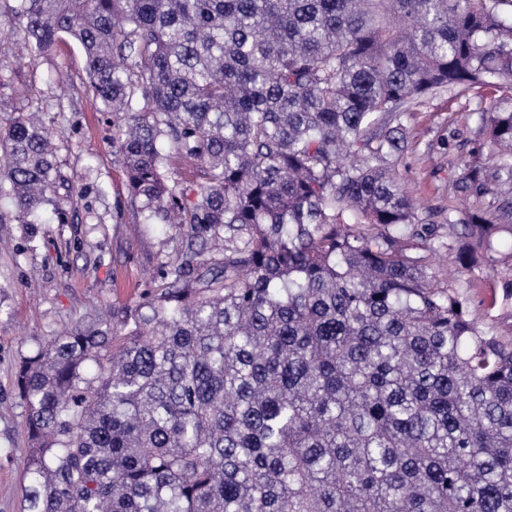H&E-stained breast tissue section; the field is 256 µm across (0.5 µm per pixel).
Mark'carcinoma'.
<instances>
[{
	"mask_svg": "<svg viewBox=\"0 0 512 512\" xmlns=\"http://www.w3.org/2000/svg\"><path fill=\"white\" fill-rule=\"evenodd\" d=\"M32 59L82 48L127 197L192 234L112 326L21 359L23 512H512V334L459 282L497 224L432 213L400 114L512 83V0H16ZM478 194L512 192V107ZM52 132L0 127V195L63 184ZM96 366L87 372L88 364Z\"/></svg>",
	"mask_w": 512,
	"mask_h": 512,
	"instance_id": "obj_1",
	"label": "carcinoma"
}]
</instances>
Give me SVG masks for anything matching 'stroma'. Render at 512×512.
Wrapping results in <instances>:
<instances>
[{"instance_id": "stroma-1", "label": "stroma", "mask_w": 512, "mask_h": 512, "mask_svg": "<svg viewBox=\"0 0 512 512\" xmlns=\"http://www.w3.org/2000/svg\"><path fill=\"white\" fill-rule=\"evenodd\" d=\"M512 98V85L416 100L401 116L408 147L396 170L409 193L454 217L496 212L499 197L463 188L465 164L480 150L486 166L499 157L481 131V110ZM41 113L53 132L55 164L66 188L30 224H0V512H20L28 462L26 410L15 386L21 358L52 337L108 323L155 288L159 265L191 232L189 225L143 224L127 203L125 172L112 152V122L102 112L75 41L49 56L20 58L15 40H0V124ZM502 260L481 267L469 291L473 317L512 331V234L493 236Z\"/></svg>"}]
</instances>
